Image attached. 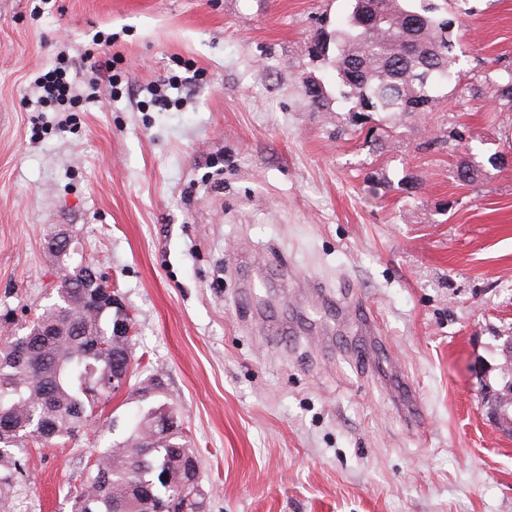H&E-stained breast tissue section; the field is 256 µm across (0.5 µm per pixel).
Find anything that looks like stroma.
I'll return each mask as SVG.
<instances>
[{
  "label": "stroma",
  "instance_id": "35a3bbf8",
  "mask_svg": "<svg viewBox=\"0 0 512 512\" xmlns=\"http://www.w3.org/2000/svg\"><path fill=\"white\" fill-rule=\"evenodd\" d=\"M349 7L0 0V336L50 303L61 270L44 243L66 224L141 360L85 433L30 444L14 512H72L151 375L205 512H512V437L481 404L512 336V112L453 82L397 121L339 98L315 111L303 84L333 92L335 70L308 48ZM460 8L459 70L512 61V0ZM61 57L84 86L112 67L118 93L36 111L33 81ZM311 281L367 307L379 340L337 327ZM352 343L369 364L342 356Z\"/></svg>",
  "mask_w": 512,
  "mask_h": 512
}]
</instances>
